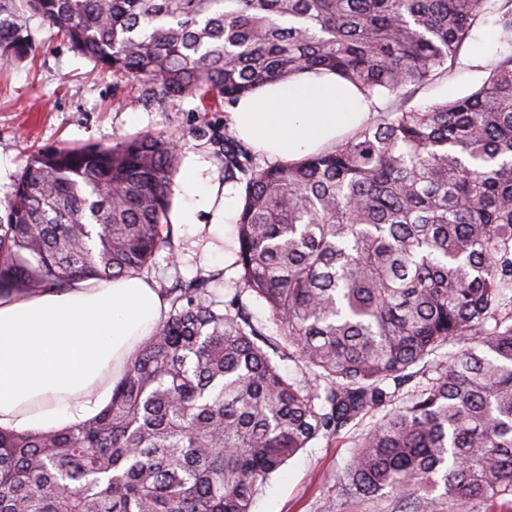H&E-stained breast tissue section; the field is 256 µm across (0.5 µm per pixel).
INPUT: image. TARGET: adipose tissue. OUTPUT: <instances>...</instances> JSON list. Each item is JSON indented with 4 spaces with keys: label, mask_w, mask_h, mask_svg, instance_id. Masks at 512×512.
I'll list each match as a JSON object with an SVG mask.
<instances>
[{
    "label": "adipose tissue",
    "mask_w": 512,
    "mask_h": 512,
    "mask_svg": "<svg viewBox=\"0 0 512 512\" xmlns=\"http://www.w3.org/2000/svg\"><path fill=\"white\" fill-rule=\"evenodd\" d=\"M369 102L336 74L305 70L242 97L231 118L238 136L275 161L324 151L370 116ZM218 184L186 171L180 223L215 210L214 231L233 213ZM167 312L158 288L137 276L74 280L61 289L0 296V428L64 431L88 423L143 340Z\"/></svg>",
    "instance_id": "obj_1"
}]
</instances>
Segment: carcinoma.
Segmentation results:
<instances>
[{
	"mask_svg": "<svg viewBox=\"0 0 512 512\" xmlns=\"http://www.w3.org/2000/svg\"><path fill=\"white\" fill-rule=\"evenodd\" d=\"M27 13L144 101L230 112L325 69L374 106L283 165L224 129V173L245 179L239 286L278 337L203 280L165 289L167 317L97 417L0 430V512H251L288 459L378 411L349 504L437 512L441 486L448 512L512 505V0H0L1 68L34 55ZM491 17L506 48L479 87L408 106ZM180 163L176 138L151 133L34 151L0 217V294L141 275L173 249ZM287 356L305 379L281 373ZM242 302L254 325L262 328L266 335L277 337L279 326L271 319L266 303L248 293L242 295Z\"/></svg>",
	"mask_w": 512,
	"mask_h": 512,
	"instance_id": "carcinoma-1",
	"label": "carcinoma"
}]
</instances>
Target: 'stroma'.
I'll list each match as a JSON object with an SVG mask.
<instances>
[{"instance_id": "obj_1", "label": "stroma", "mask_w": 512, "mask_h": 512, "mask_svg": "<svg viewBox=\"0 0 512 512\" xmlns=\"http://www.w3.org/2000/svg\"><path fill=\"white\" fill-rule=\"evenodd\" d=\"M29 27L39 46L36 58L0 71L1 206L7 205L13 182L33 150L61 144L109 145L146 132L175 136L182 146V167L204 168L206 175L224 184L235 204H242L244 181L224 177L220 141L231 123L229 113L199 111L198 100L192 98L141 105L130 81L76 55L39 20H30ZM501 48L494 27L475 28L452 75L419 91L414 105L469 93ZM207 220L203 213L198 223L175 225V253L160 251L147 276L160 286L209 279L213 299L225 303L237 295L241 274L238 228L229 222L219 237L210 233ZM373 422V417H366L340 436L318 438L300 450L265 481L252 512H347L342 479L357 440Z\"/></svg>"}]
</instances>
